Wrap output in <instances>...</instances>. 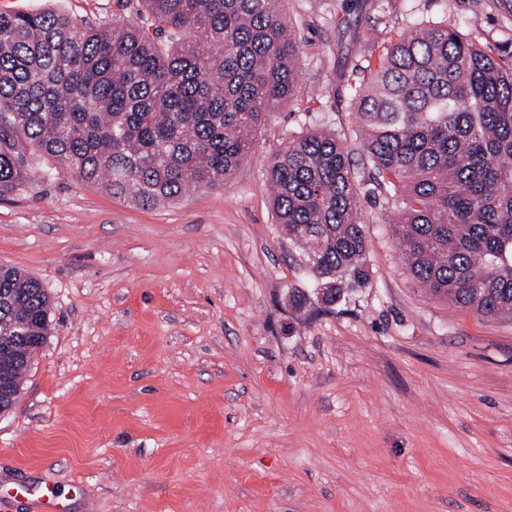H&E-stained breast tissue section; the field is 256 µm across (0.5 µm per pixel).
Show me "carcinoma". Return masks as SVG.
<instances>
[{
    "mask_svg": "<svg viewBox=\"0 0 512 512\" xmlns=\"http://www.w3.org/2000/svg\"><path fill=\"white\" fill-rule=\"evenodd\" d=\"M278 2L116 0L98 26L60 11L0 13V197L33 178L23 139L141 208L224 186L268 113L297 96L301 39ZM363 72L352 88L362 170L325 129L285 138L266 170L277 223L314 287L334 289L336 306L369 285L363 202L389 196L401 200L390 223L412 279L511 320L512 51L420 22ZM288 304L322 308L312 291H291ZM49 323L41 283L1 265L0 412Z\"/></svg>",
    "mask_w": 512,
    "mask_h": 512,
    "instance_id": "obj_1",
    "label": "carcinoma"
}]
</instances>
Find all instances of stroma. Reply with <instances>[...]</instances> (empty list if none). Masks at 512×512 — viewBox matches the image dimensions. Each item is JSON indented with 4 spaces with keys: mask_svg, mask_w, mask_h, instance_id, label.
<instances>
[{
    "mask_svg": "<svg viewBox=\"0 0 512 512\" xmlns=\"http://www.w3.org/2000/svg\"><path fill=\"white\" fill-rule=\"evenodd\" d=\"M297 101L269 113L223 187L141 209L26 146L0 199V265L37 278L50 334L0 413V512H512V320L429 297L386 198L363 206L369 287L301 314L302 251L271 209L283 138L335 131L354 165L359 42L447 21L512 48L497 0H285ZM111 19L113 0H0Z\"/></svg>",
    "mask_w": 512,
    "mask_h": 512,
    "instance_id": "1",
    "label": "stroma"
}]
</instances>
